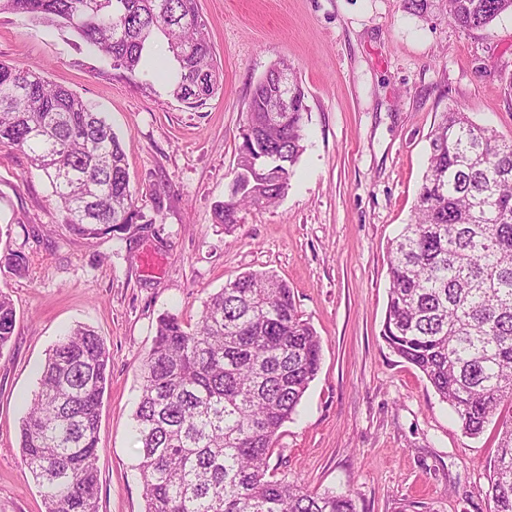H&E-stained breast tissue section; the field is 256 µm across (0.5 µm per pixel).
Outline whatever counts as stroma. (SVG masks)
Returning a JSON list of instances; mask_svg holds the SVG:
<instances>
[{"label":"stroma","instance_id":"stroma-1","mask_svg":"<svg viewBox=\"0 0 512 512\" xmlns=\"http://www.w3.org/2000/svg\"><path fill=\"white\" fill-rule=\"evenodd\" d=\"M222 86L191 109L169 93L158 41L139 75L104 68L70 30L0 14V61L41 66L52 84L105 113L122 138L140 233H77L28 157L0 144V290L16 327L0 354V512H44L18 434L40 370L81 324L111 352L98 428V512H144L133 413L139 359L165 312L195 323L208 296L270 270L322 340L321 367L286 423L270 466L312 491L350 493L357 512H489L496 427L466 436L447 403L381 337L387 246L410 223L443 112L460 107L512 137V14L465 32L444 0L414 15L402 0H198ZM288 61L308 105L305 150L287 194L225 200L257 81ZM21 258L14 271L12 258Z\"/></svg>","mask_w":512,"mask_h":512}]
</instances>
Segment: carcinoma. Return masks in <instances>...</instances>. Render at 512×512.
Instances as JSON below:
<instances>
[{"label":"carcinoma","mask_w":512,"mask_h":512,"mask_svg":"<svg viewBox=\"0 0 512 512\" xmlns=\"http://www.w3.org/2000/svg\"><path fill=\"white\" fill-rule=\"evenodd\" d=\"M76 34L110 69L135 77L158 39L174 63L169 93L190 108L221 86L197 0H0ZM512 13V0H448L464 31ZM285 64L256 83L243 142L217 223L283 198L304 151L306 94L293 76L288 108L273 90ZM25 153L49 180L68 224L82 233L130 228L135 209L122 139L103 113L44 77L0 61V144ZM381 335L418 369L476 437L498 420L486 491L512 512V138L450 109L431 132L414 220L389 245ZM16 312L0 291V354ZM321 339L288 284L248 272L204 302L195 324L158 317L140 358L134 412L142 444L145 512H356L348 493L312 492L269 468L280 430L321 364ZM110 349L87 326L49 353L20 426L22 462L45 512H98V424Z\"/></svg>","instance_id":"1"}]
</instances>
